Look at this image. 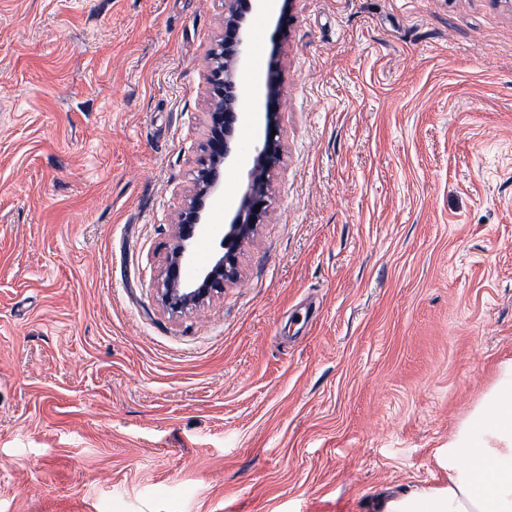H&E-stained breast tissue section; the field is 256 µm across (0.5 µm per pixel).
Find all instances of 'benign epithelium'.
<instances>
[{
    "label": "benign epithelium",
    "instance_id": "benign-epithelium-1",
    "mask_svg": "<svg viewBox=\"0 0 512 512\" xmlns=\"http://www.w3.org/2000/svg\"><path fill=\"white\" fill-rule=\"evenodd\" d=\"M262 2L224 0L223 30L206 55L211 85V103L206 112V157L194 172L190 196L174 218L173 244L159 272L161 302L174 313L203 306L223 290L224 283L236 277V254L268 213V187L282 155L280 137L271 134L272 129L279 128L282 104L277 62L268 64L263 97L251 106L242 100L249 42L245 14L261 7ZM254 109L264 125V137L254 143L253 165L241 204L220 229L211 222L208 202L223 192L226 172L235 165L239 151L235 131ZM218 234L222 235V255L197 269L192 278L182 277L183 269L194 261L195 243L203 236Z\"/></svg>",
    "mask_w": 512,
    "mask_h": 512
}]
</instances>
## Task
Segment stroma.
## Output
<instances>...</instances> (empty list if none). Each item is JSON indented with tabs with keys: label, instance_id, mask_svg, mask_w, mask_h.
I'll return each mask as SVG.
<instances>
[{
	"label": "stroma",
	"instance_id": "stroma-1",
	"mask_svg": "<svg viewBox=\"0 0 512 512\" xmlns=\"http://www.w3.org/2000/svg\"><path fill=\"white\" fill-rule=\"evenodd\" d=\"M248 15L283 152L238 275L158 271L224 0H0V512H376L512 360V0ZM261 129L211 218L241 202Z\"/></svg>",
	"mask_w": 512,
	"mask_h": 512
}]
</instances>
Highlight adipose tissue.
Masks as SVG:
<instances>
[{"label":"adipose tissue","mask_w":512,"mask_h":512,"mask_svg":"<svg viewBox=\"0 0 512 512\" xmlns=\"http://www.w3.org/2000/svg\"><path fill=\"white\" fill-rule=\"evenodd\" d=\"M378 512H512V361L448 438V485L382 502Z\"/></svg>","instance_id":"adipose-tissue-1"}]
</instances>
